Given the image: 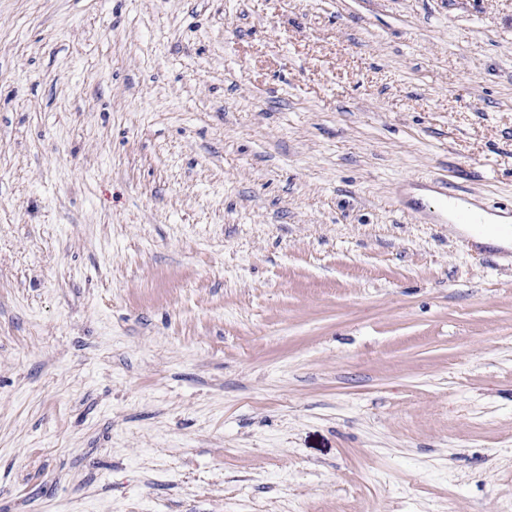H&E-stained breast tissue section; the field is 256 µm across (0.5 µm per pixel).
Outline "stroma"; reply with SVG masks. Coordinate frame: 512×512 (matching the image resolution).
<instances>
[{
  "mask_svg": "<svg viewBox=\"0 0 512 512\" xmlns=\"http://www.w3.org/2000/svg\"><path fill=\"white\" fill-rule=\"evenodd\" d=\"M512 0H0V512H512ZM489 224H485L486 230L481 233L474 231L471 227L465 226L467 224H453V229L458 232L469 233L472 238L481 245L490 246H509L510 235L509 227L511 218L509 216H499L495 214L485 213Z\"/></svg>",
  "mask_w": 512,
  "mask_h": 512,
  "instance_id": "stroma-1",
  "label": "stroma"
}]
</instances>
